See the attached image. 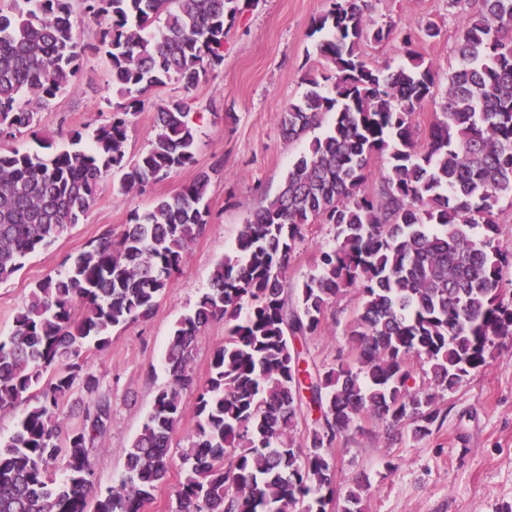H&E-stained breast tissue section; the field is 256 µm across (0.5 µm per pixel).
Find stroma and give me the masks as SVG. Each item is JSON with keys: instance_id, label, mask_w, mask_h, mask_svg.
<instances>
[{"instance_id": "1", "label": "stroma", "mask_w": 512, "mask_h": 512, "mask_svg": "<svg viewBox=\"0 0 512 512\" xmlns=\"http://www.w3.org/2000/svg\"><path fill=\"white\" fill-rule=\"evenodd\" d=\"M237 6L224 38V61L207 80L189 92L168 85L130 118L126 155L132 158L153 138L160 102L187 98L198 128L195 169L215 167L221 174L206 200V230L192 243L187 264L173 276L153 316L114 329L110 344L90 361L100 392L112 399V428L92 452L93 482L100 489L117 485L131 442L168 382L164 356L173 325L207 292L217 260L232 253L251 211L279 192L291 163L309 143L305 136L286 138L280 117L309 88L306 77L318 59L311 25L326 11L325 0H237ZM462 19L448 0H368L366 26L394 31L388 40L362 43L368 63L381 70L395 68L403 59L397 33L412 28L420 33L416 51L437 74L434 97L417 119L419 138H426L447 89L448 71L457 63L456 31ZM429 25L438 28V37L422 36ZM109 73L104 55L89 54L74 89L42 113L36 134L18 138L17 147L46 156L67 146L73 131L92 132L113 97ZM195 169L180 170L132 195L122 194L117 177L109 176L79 224L27 256L18 273L0 282V340L9 336L38 282L66 270L104 233L120 232L131 210H146L155 198L180 192ZM334 239L332 225H309L291 255L289 284L314 273L320 250ZM356 306L351 291L331 306L320 332L303 344L309 363L326 366L338 353H350L347 327ZM225 334L224 321L217 319L197 336L192 382L183 392L186 402H194L207 380L212 353ZM441 407L447 418L427 439L414 440L406 428L388 432L369 424L334 446L332 456L343 475L369 479L366 512H512V338L501 339L479 372L445 393Z\"/></svg>"}]
</instances>
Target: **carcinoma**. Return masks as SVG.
I'll list each match as a JSON object with an SVG mask.
<instances>
[{
  "mask_svg": "<svg viewBox=\"0 0 512 512\" xmlns=\"http://www.w3.org/2000/svg\"><path fill=\"white\" fill-rule=\"evenodd\" d=\"M237 0H81L97 28L83 43L73 0H14L0 9V281L22 260L79 223L100 184L119 174L124 194L195 163L198 129L183 98L161 103L149 148L126 159L128 115L171 83L198 86L224 61L225 22ZM463 5L457 67L425 142L414 117L436 84L432 65L407 51L395 69L370 67L367 0H328L314 21L323 71L281 115L298 138L322 113L332 127L291 164L280 191L247 218L210 288L174 325L165 364L170 382L126 455L117 485L92 492L94 444L112 428V401L82 358L109 345L112 330L152 316L190 245L208 223L204 198L217 171L201 170L171 198L130 212L69 268L32 289L0 341V411L34 401L0 440V512H143L166 479L172 438L188 411L197 420L180 458L175 512H363L361 482L336 469L331 448L362 422L410 428L423 440L447 417L440 401L483 368L500 336L512 335V290L503 288L512 249L498 238L496 211L512 200V0ZM110 63L109 119L92 144L75 130L48 157L5 148L36 133L39 113L69 91L86 55ZM388 159L372 190L371 161ZM309 224L335 228L316 273L289 287L296 244ZM356 292L347 335L356 356L313 372L295 343L321 329L340 295ZM228 324L193 404L182 390L200 331ZM426 365L417 383L415 360ZM89 393L81 427L64 431L63 403ZM307 410L319 418L297 436ZM58 467L63 478L54 477Z\"/></svg>",
  "mask_w": 512,
  "mask_h": 512,
  "instance_id": "obj_1",
  "label": "carcinoma"
}]
</instances>
